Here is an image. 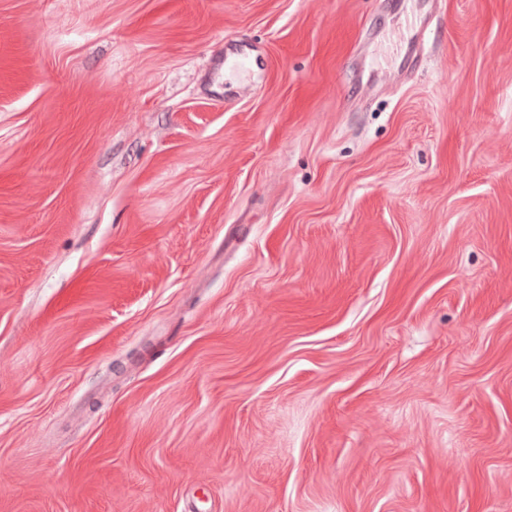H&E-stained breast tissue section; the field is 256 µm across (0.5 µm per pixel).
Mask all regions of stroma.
<instances>
[{
    "label": "stroma",
    "instance_id": "35a3bbf8",
    "mask_svg": "<svg viewBox=\"0 0 512 512\" xmlns=\"http://www.w3.org/2000/svg\"><path fill=\"white\" fill-rule=\"evenodd\" d=\"M0 512H512V0H0Z\"/></svg>",
    "mask_w": 512,
    "mask_h": 512
}]
</instances>
